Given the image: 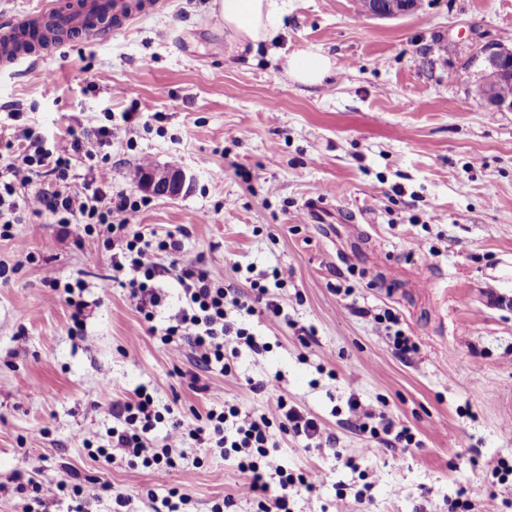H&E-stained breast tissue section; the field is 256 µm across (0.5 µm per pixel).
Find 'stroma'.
I'll return each instance as SVG.
<instances>
[{"mask_svg":"<svg viewBox=\"0 0 512 512\" xmlns=\"http://www.w3.org/2000/svg\"><path fill=\"white\" fill-rule=\"evenodd\" d=\"M213 4L163 0L118 32L0 69V153L27 127L50 138L108 112L157 118L159 131L113 148L114 186L141 195L143 153L157 169L181 154L192 182L152 196L139 231L184 230L211 277L244 292L225 253L259 273L288 268L277 295L294 324L250 318L269 352L193 386L190 357L174 359L113 284L109 253L26 215L0 240V512H22L32 482L65 466L85 477L88 512H112L105 482L137 492L131 512L181 485L193 512H209L242 482L234 465L190 447L161 486L144 468L106 463L88 451L112 427L103 408L141 386L178 415L223 399L249 408L261 397L246 380L263 372L281 373L289 403L332 437L315 448L280 435L290 470L324 475L294 512H448L458 497L471 512H512V478L493 475L512 460V112L468 101L475 47L512 44V0H423L401 19L358 15L353 0H287L282 30L254 52L231 50ZM308 50L333 61L322 86L284 68ZM321 195L352 222L312 223ZM48 275L85 282L82 335ZM386 310L417 343L412 359L374 331ZM352 398L383 408L418 448L368 454L369 435L348 423Z\"/></svg>","mask_w":512,"mask_h":512,"instance_id":"35a3bbf8","label":"stroma"}]
</instances>
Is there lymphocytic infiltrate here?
<instances>
[{
  "instance_id": "f902f5d3",
  "label": "lymphocytic infiltrate",
  "mask_w": 512,
  "mask_h": 512,
  "mask_svg": "<svg viewBox=\"0 0 512 512\" xmlns=\"http://www.w3.org/2000/svg\"><path fill=\"white\" fill-rule=\"evenodd\" d=\"M136 113H122L118 122H108L90 131L68 129L59 138H46L26 130L19 139L13 162L0 167V239L13 238L15 225L26 213H49L59 224L78 228L74 240L81 249L109 252L114 281L124 288L136 311L149 324L173 356L190 354L200 370L230 374L241 349L260 356L266 342L245 326L247 317L269 314L280 318L284 309L275 294L287 284L288 268L271 271V283L255 280L250 293L211 279L182 238L169 232L147 235L136 224L145 198L113 188L112 145L117 130H130ZM79 156L93 172L81 191L71 188V157ZM45 177L49 187L33 189L35 178ZM175 278L183 306L168 320H160L166 278ZM252 391L261 393L276 409L277 421L256 410H243L222 401L204 416L186 419L164 415L147 388H137L132 397L107 409L112 417L110 444L101 449L106 461L149 469L165 480L175 469V454L187 440L219 452L234 461L244 479L236 494L216 500L210 512H230L249 504L254 512H294L292 505L301 491L313 490L322 475L307 471L296 475L277 461L278 444L270 432L280 431L305 437L314 445L330 443L323 424L289 404L281 376L248 378Z\"/></svg>"
}]
</instances>
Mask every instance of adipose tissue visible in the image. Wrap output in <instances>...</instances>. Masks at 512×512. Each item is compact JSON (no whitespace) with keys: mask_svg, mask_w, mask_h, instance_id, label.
<instances>
[{"mask_svg":"<svg viewBox=\"0 0 512 512\" xmlns=\"http://www.w3.org/2000/svg\"><path fill=\"white\" fill-rule=\"evenodd\" d=\"M285 12L284 0H220L224 33L241 48L271 40ZM286 70L296 82L319 86L329 76L332 61L320 52L308 51L288 56Z\"/></svg>","mask_w":512,"mask_h":512,"instance_id":"1","label":"adipose tissue"}]
</instances>
